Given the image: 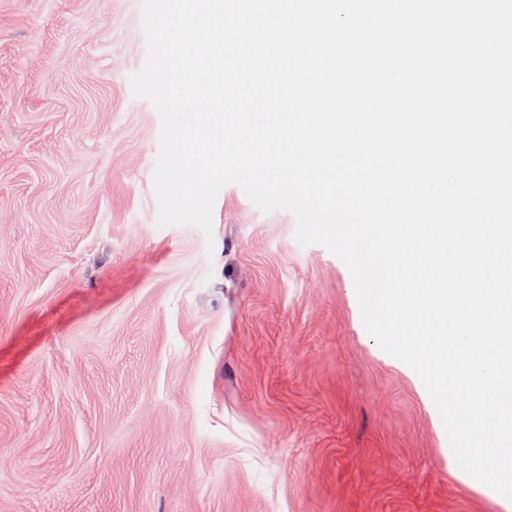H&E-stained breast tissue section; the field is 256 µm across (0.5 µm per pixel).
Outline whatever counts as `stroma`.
Here are the masks:
<instances>
[{"label":"stroma","mask_w":512,"mask_h":512,"mask_svg":"<svg viewBox=\"0 0 512 512\" xmlns=\"http://www.w3.org/2000/svg\"><path fill=\"white\" fill-rule=\"evenodd\" d=\"M145 59L140 0H0V512H507L290 213L158 227Z\"/></svg>","instance_id":"stroma-1"}]
</instances>
